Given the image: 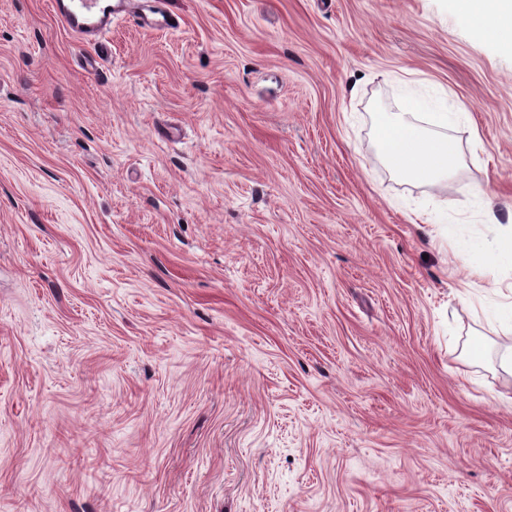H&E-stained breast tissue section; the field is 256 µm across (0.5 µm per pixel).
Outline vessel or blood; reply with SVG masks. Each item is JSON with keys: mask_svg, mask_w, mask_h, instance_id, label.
Instances as JSON below:
<instances>
[{"mask_svg": "<svg viewBox=\"0 0 512 512\" xmlns=\"http://www.w3.org/2000/svg\"><path fill=\"white\" fill-rule=\"evenodd\" d=\"M52 9L60 22L80 42L93 43L112 27L114 18L132 19L143 28H170L176 16L165 8V0L143 4L142 0H53Z\"/></svg>", "mask_w": 512, "mask_h": 512, "instance_id": "b4317fda", "label": "vessel or blood"}]
</instances>
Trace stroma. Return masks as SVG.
<instances>
[{
	"label": "stroma",
	"mask_w": 512,
	"mask_h": 512,
	"mask_svg": "<svg viewBox=\"0 0 512 512\" xmlns=\"http://www.w3.org/2000/svg\"><path fill=\"white\" fill-rule=\"evenodd\" d=\"M167 2L85 46L0 0V512H512V270L450 234L512 225V51L444 0ZM424 79L470 115L432 183L372 135Z\"/></svg>",
	"instance_id": "1"
}]
</instances>
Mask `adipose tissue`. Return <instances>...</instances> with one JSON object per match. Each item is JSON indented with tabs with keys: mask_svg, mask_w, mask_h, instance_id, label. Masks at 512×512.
I'll use <instances>...</instances> for the list:
<instances>
[{
	"mask_svg": "<svg viewBox=\"0 0 512 512\" xmlns=\"http://www.w3.org/2000/svg\"><path fill=\"white\" fill-rule=\"evenodd\" d=\"M448 11L459 18L478 13L481 24L474 30L476 37L501 48L512 46V0H448ZM417 114L429 116L433 130H423L413 123ZM468 119L467 112L449 106L448 92L442 84L422 80L417 92L408 96L404 112L373 113L372 133L379 156L397 173L418 182L437 181L453 173V151L445 131ZM456 245L474 270L493 266L512 269V232L502 236L492 249L467 236L458 237Z\"/></svg>",
	"mask_w": 512,
	"mask_h": 512,
	"instance_id": "obj_1",
	"label": "adipose tissue"
}]
</instances>
